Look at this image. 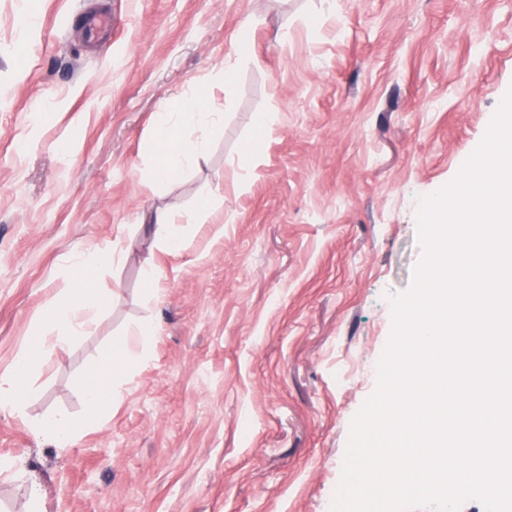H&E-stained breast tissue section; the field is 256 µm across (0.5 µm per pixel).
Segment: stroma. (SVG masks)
Listing matches in <instances>:
<instances>
[{"mask_svg":"<svg viewBox=\"0 0 512 512\" xmlns=\"http://www.w3.org/2000/svg\"><path fill=\"white\" fill-rule=\"evenodd\" d=\"M511 90L512 0H0V378L45 348L35 397L0 407V512L35 491L43 512H331L424 255L418 200ZM193 92L224 114L206 159L142 187L173 146L154 113ZM79 267L106 299L65 338L38 313ZM113 348L131 359L93 413ZM58 414L60 447L31 430ZM153 224H155L154 236L162 245L169 250H177L180 247L178 230L168 214L163 212L156 213ZM86 407L95 413L112 405V387L104 381H95L84 387L82 393Z\"/></svg>","mask_w":512,"mask_h":512,"instance_id":"obj_1","label":"stroma"}]
</instances>
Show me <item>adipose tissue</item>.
Wrapping results in <instances>:
<instances>
[{"label": "adipose tissue", "mask_w": 512, "mask_h": 512, "mask_svg": "<svg viewBox=\"0 0 512 512\" xmlns=\"http://www.w3.org/2000/svg\"><path fill=\"white\" fill-rule=\"evenodd\" d=\"M223 120L222 113L214 111L198 96L183 99L177 110L162 109L155 116L154 128L158 136L165 137L182 123H192L198 130L196 137L180 142L167 151L164 158L144 174L145 184L152 185L169 179L198 164L207 153L212 130ZM100 303L97 291L89 284L80 283L68 297L53 300L41 310V322L60 327L68 334H81L89 324V313ZM44 355L39 346L22 348L15 356L8 378L0 381V404L19 407L34 393L28 376L31 368Z\"/></svg>", "instance_id": "1"}]
</instances>
